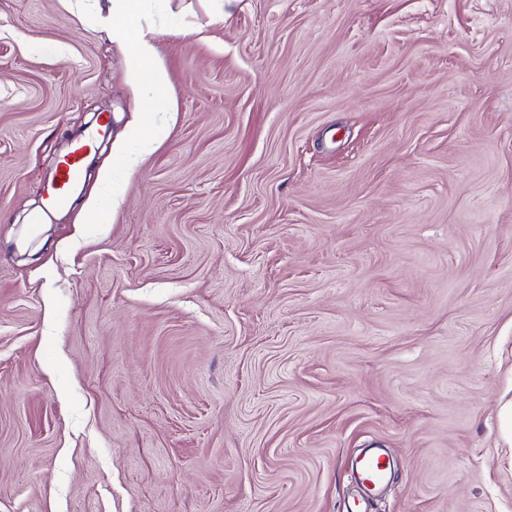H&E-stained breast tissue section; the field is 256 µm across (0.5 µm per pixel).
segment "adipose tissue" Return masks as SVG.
I'll use <instances>...</instances> for the list:
<instances>
[{
  "label": "adipose tissue",
  "mask_w": 512,
  "mask_h": 512,
  "mask_svg": "<svg viewBox=\"0 0 512 512\" xmlns=\"http://www.w3.org/2000/svg\"><path fill=\"white\" fill-rule=\"evenodd\" d=\"M142 3L143 0H112L111 10L100 23L135 63L134 87L140 111L170 112L174 106L162 95L167 73L157 58L156 30Z\"/></svg>",
  "instance_id": "ef3b65f1"
}]
</instances>
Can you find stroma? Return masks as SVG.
<instances>
[{"mask_svg": "<svg viewBox=\"0 0 512 512\" xmlns=\"http://www.w3.org/2000/svg\"><path fill=\"white\" fill-rule=\"evenodd\" d=\"M111 6L0 0V512H346L371 447L366 512H512V0H145L127 172ZM144 0H113L107 16L100 17L102 27L135 62L134 87L138 95L139 111H175L173 104L161 93L167 83V73L157 58L154 42L156 30L142 8ZM163 133L161 127L152 122H145L134 134L131 136L133 142L136 143L137 148L129 151L124 147L120 149L117 155V163L119 167H127L131 169L138 160V150L145 149L148 145V140L157 137ZM89 144L86 140L79 143L57 169L49 192L55 205H65L84 176L85 155ZM356 473L361 484L373 490L384 481L387 469L381 456L366 454L357 461Z\"/></svg>", "mask_w": 512, "mask_h": 512, "instance_id": "obj_1", "label": "stroma"}]
</instances>
